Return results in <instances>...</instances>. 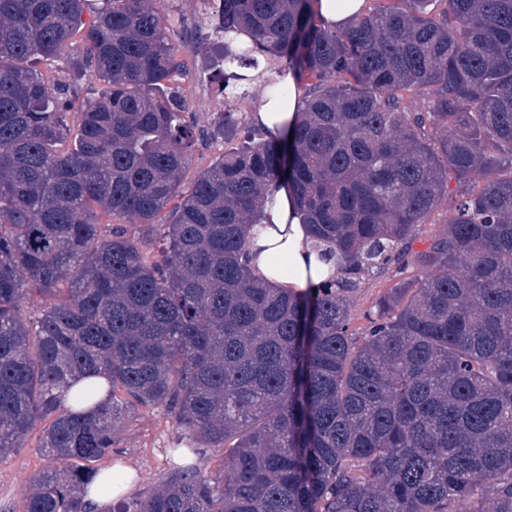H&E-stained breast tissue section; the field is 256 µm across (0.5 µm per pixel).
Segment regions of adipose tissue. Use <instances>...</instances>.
<instances>
[{"instance_id": "adipose-tissue-1", "label": "adipose tissue", "mask_w": 512, "mask_h": 512, "mask_svg": "<svg viewBox=\"0 0 512 512\" xmlns=\"http://www.w3.org/2000/svg\"><path fill=\"white\" fill-rule=\"evenodd\" d=\"M304 109L298 98L281 104L269 92H261L255 102L252 120L266 130L294 128ZM251 267L268 286H289L304 290L326 281L335 271V261L318 262L310 251V229L303 207L294 193L280 189L274 207L264 209L261 222L251 230L249 239ZM288 258L287 273H280L274 258Z\"/></svg>"}]
</instances>
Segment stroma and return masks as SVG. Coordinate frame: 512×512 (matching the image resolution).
<instances>
[{
	"label": "stroma",
	"instance_id": "stroma-1",
	"mask_svg": "<svg viewBox=\"0 0 512 512\" xmlns=\"http://www.w3.org/2000/svg\"><path fill=\"white\" fill-rule=\"evenodd\" d=\"M161 5L171 39L181 48V68L175 73L171 86L185 104L186 120L194 124L197 132L180 184L181 192L187 193L198 173L224 151L223 140L208 136L216 113L228 108L239 116H248L254 95L249 92L227 103L218 94L219 70L207 65L213 40L209 26L199 23L202 11L198 0H162ZM82 54L83 44L77 40L60 56L45 60L39 66L42 75L51 82H77V99L81 102L97 98L103 91L93 70H86L81 79H74L70 62ZM392 279L389 272L365 278L352 293L349 310L355 332L365 331L379 296L389 288ZM41 433V424H34L22 448L0 459V512H21L34 481L51 467L50 458L39 446ZM180 434L175 418L164 407H131L108 458L112 464L129 460L139 467L141 479L129 491V498H147L171 479L179 464L173 450Z\"/></svg>",
	"mask_w": 512,
	"mask_h": 512
}]
</instances>
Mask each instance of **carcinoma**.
I'll use <instances>...</instances> for the list:
<instances>
[{"label": "carcinoma", "mask_w": 512, "mask_h": 512, "mask_svg": "<svg viewBox=\"0 0 512 512\" xmlns=\"http://www.w3.org/2000/svg\"><path fill=\"white\" fill-rule=\"evenodd\" d=\"M0 0V458L36 422L43 472L24 512L83 500L131 406H164L215 479L182 466L109 512H512V0H377L350 25L315 0H223L224 97L285 60L305 90L298 126L231 142L180 192L196 140L168 83L181 67L156 0ZM253 33L250 47L231 34ZM83 32L104 86L66 122L71 89L38 62ZM429 99L411 112L406 94ZM480 173L484 182L475 184ZM300 197L336 276L268 288L245 226L282 184ZM455 214L422 250L416 228ZM164 226L158 258L97 211ZM361 334L349 294L408 264ZM81 402L65 394L89 371Z\"/></svg>", "instance_id": "carcinoma-1"}]
</instances>
